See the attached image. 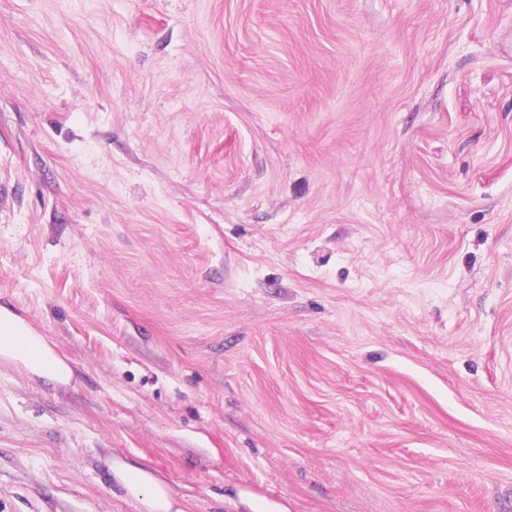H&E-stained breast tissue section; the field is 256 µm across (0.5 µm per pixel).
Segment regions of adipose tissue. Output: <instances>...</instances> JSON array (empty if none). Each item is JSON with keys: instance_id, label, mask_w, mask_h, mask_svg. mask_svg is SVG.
<instances>
[{"instance_id": "adipose-tissue-1", "label": "adipose tissue", "mask_w": 512, "mask_h": 512, "mask_svg": "<svg viewBox=\"0 0 512 512\" xmlns=\"http://www.w3.org/2000/svg\"><path fill=\"white\" fill-rule=\"evenodd\" d=\"M0 363L12 365L49 385L68 384L66 363L26 319L0 305ZM112 479L139 512H187L185 502L154 470L121 457L110 462Z\"/></svg>"}]
</instances>
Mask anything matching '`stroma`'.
<instances>
[{
    "label": "stroma",
    "mask_w": 512,
    "mask_h": 512,
    "mask_svg": "<svg viewBox=\"0 0 512 512\" xmlns=\"http://www.w3.org/2000/svg\"><path fill=\"white\" fill-rule=\"evenodd\" d=\"M0 512H512V0H0ZM0 363L12 365L49 385H66L73 377L66 363L26 319L0 305ZM109 467L112 483L138 512H188L182 497L154 470L121 457H112Z\"/></svg>",
    "instance_id": "stroma-1"
}]
</instances>
